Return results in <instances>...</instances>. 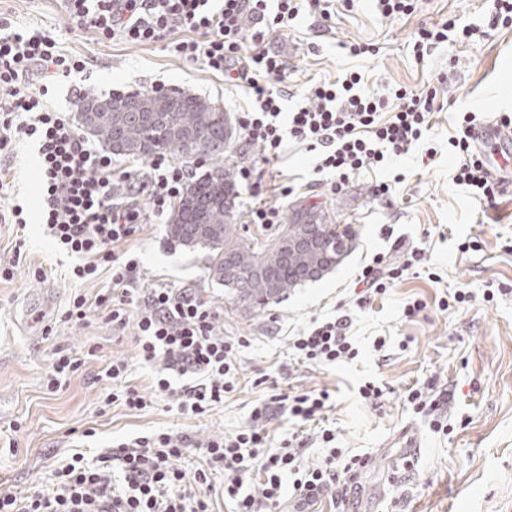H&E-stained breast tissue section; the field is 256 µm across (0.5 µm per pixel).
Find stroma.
<instances>
[{
  "label": "stroma",
  "mask_w": 512,
  "mask_h": 512,
  "mask_svg": "<svg viewBox=\"0 0 512 512\" xmlns=\"http://www.w3.org/2000/svg\"><path fill=\"white\" fill-rule=\"evenodd\" d=\"M492 0H419L414 13L385 17L367 0L353 9L337 5L330 23L303 13L270 46L293 70L292 96L285 110L306 101L310 78L334 80L360 71L371 91L389 94L396 86L436 87L440 112L432 116L435 155L424 145L393 158L384 168L355 176L330 193L329 174L318 172L317 152L284 140L274 168L276 183L264 194L267 205L290 218L297 207L324 212L334 224L354 225L357 246L337 269L295 288L284 301L250 311L224 286L210 281L203 251L188 252L167 241V219L139 225L125 248L138 259L140 287L165 283L193 288L218 313L228 336L250 344L237 356L236 386L223 404L202 414L184 413L174 394L153 398L146 409L122 403L104 405L106 381L99 373L121 359L131 382L149 392L154 370L141 364L134 323L110 321L106 310H92L80 324L63 321L70 296L95 297L112 278L103 268L96 279H68L74 256L60 250L43 230L38 215V156L29 139L13 142L0 159V181L8 186L0 206L21 205L26 226L0 223V254L24 239L22 261L11 280H0V490L31 495L50 485L58 459L80 450H99L155 432L191 441L230 435L249 422L255 404L271 396L328 390L333 405L323 419L302 423L275 410L265 423L272 443L299 436L306 463L321 459L319 434L328 428L346 453L369 454L357 512H512V191L495 207L480 204L457 185V163L448 140L459 132V113L486 119L512 113V25L466 43L448 41L416 60L412 41L418 28L445 21L486 25ZM0 15L19 27H38L64 52L86 56L79 76L50 84L48 106L72 108V89L109 95L178 89L219 104L230 115L247 106L245 93L225 85L202 63L176 56L165 42L132 44L105 39L72 25L63 0H0ZM355 43L375 44L378 53L354 57ZM396 180L391 198L374 195V185ZM469 250H462V243ZM423 260L385 294L357 305L355 279L375 254L387 265H401L412 249ZM43 267L42 278L32 271ZM465 291L471 299L454 302ZM448 308H441L443 300ZM422 307L407 314L413 301ZM349 316L355 359L324 365L299 356L295 336L314 322ZM81 361L66 384L50 390L46 375L58 353ZM384 391L378 403L365 402L361 384ZM447 390L441 410L447 431L429 427L407 401L410 389ZM418 463L409 481L394 478L406 450Z\"/></svg>",
  "instance_id": "stroma-1"
}]
</instances>
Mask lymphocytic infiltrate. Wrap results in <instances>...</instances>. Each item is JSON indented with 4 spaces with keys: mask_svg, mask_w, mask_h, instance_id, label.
Segmentation results:
<instances>
[{
    "mask_svg": "<svg viewBox=\"0 0 512 512\" xmlns=\"http://www.w3.org/2000/svg\"><path fill=\"white\" fill-rule=\"evenodd\" d=\"M78 28L138 44L170 39L173 52L188 61H202L232 85L247 89L251 107L238 112L244 140L262 150L260 165L277 160L284 138H292L318 152V170L328 171L332 192H341L350 178L369 166L385 165L391 157L408 153L431 127L439 110L435 89L416 92L405 87L381 97L364 86L360 73L341 80H314L305 105L290 112L287 125L278 118L289 92L288 61L269 47L273 35L287 30L300 12L331 19V0H65ZM183 39H175V32ZM475 25L455 20L421 27L413 41L415 57H424L449 37L472 38ZM86 61L61 52L55 39L38 28L18 29L0 19V151L17 137L38 147L42 183L41 218L44 230L79 264L71 270L78 281L95 279L102 264L112 266V286L95 298L77 293L63 318L84 322L92 309L104 308L117 323L134 320L139 356L156 367L150 393L126 382L124 361L104 370L115 383L106 403L122 402L131 410L149 406L152 395L171 393V375L198 376L197 384L181 393L182 411L201 414L223 403L234 389L237 353L243 337L225 335L215 311L189 288L137 284L136 260H123L120 248L138 225L162 218L180 195L189 170L166 156L154 157L132 172L113 167L109 153L95 148L78 131L70 113L49 108L45 84L56 77L82 73ZM43 86H28L31 74ZM476 113L461 117V133L449 146L459 163L453 177L470 187L476 198L495 207L504 190L503 177L492 164L494 155L512 158L496 142L476 143ZM260 165L239 167L237 178L253 188L261 186ZM145 197L147 207L136 203ZM348 320H326L295 337L293 347L305 359L332 364L354 359L357 351L348 334ZM270 403L256 405L250 421L234 436L191 442L167 433L139 436L107 449L95 461L73 453L54 472L51 488L32 495L0 491V512H210L214 475L224 478L221 489L232 512H258L261 503L279 505L282 479L292 476V512H309L320 496L331 495L337 512H349L362 492V478L371 467L366 454L347 455L336 448L335 435L323 430L327 444L323 461L303 466L299 449L290 441L272 445L265 430ZM206 462L194 476H186L179 460L189 452ZM260 478V496L247 492Z\"/></svg>",
    "mask_w": 512,
    "mask_h": 512,
    "instance_id": "f902f5d3",
    "label": "lymphocytic infiltrate"
}]
</instances>
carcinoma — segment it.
<instances>
[{"label": "carcinoma", "instance_id": "cac0c4a2", "mask_svg": "<svg viewBox=\"0 0 512 512\" xmlns=\"http://www.w3.org/2000/svg\"><path fill=\"white\" fill-rule=\"evenodd\" d=\"M77 122L112 154L128 159L147 161L165 155L187 166L201 154L217 159L185 183L172 204L167 232L173 243L205 251L211 280L254 311L311 281L309 268L314 265L331 273L356 246L351 225L307 227L302 224V211L293 213L283 228L290 236L314 235L321 245L319 251L291 250L281 231L264 240L241 234L233 224V173L220 162L234 141V127L227 113L205 98L168 89L88 97ZM228 266L249 273V277L234 280L225 276Z\"/></svg>", "mask_w": 512, "mask_h": 512}]
</instances>
